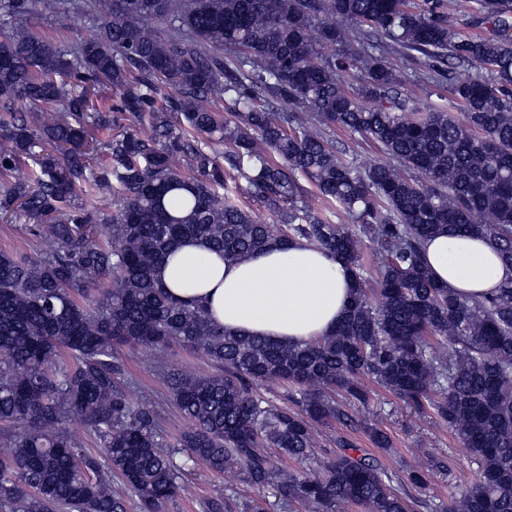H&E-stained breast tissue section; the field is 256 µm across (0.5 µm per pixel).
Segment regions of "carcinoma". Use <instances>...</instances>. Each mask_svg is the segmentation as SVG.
<instances>
[{"mask_svg": "<svg viewBox=\"0 0 512 512\" xmlns=\"http://www.w3.org/2000/svg\"><path fill=\"white\" fill-rule=\"evenodd\" d=\"M49 5L59 18L87 7L0 0V219L48 242L34 256L0 252V512H128L132 500L164 512L186 472L221 475L230 463L313 512H404L392 474L354 457L345 437L314 473L268 452L309 456L320 427L349 419L344 405L369 402L367 379L431 408L480 458V481L448 512H512V279L461 297L423 252L443 232L476 235L512 266V0H474L472 25L489 26L476 37L414 0H96L94 33L67 49L30 30ZM345 22L360 25L359 51L323 55L347 41ZM385 48L465 64L471 75L449 85L462 118L401 91ZM357 64L365 82L347 92L341 77ZM112 99L134 121L104 142L90 129H111L101 105ZM207 100L230 101V118ZM331 126L387 160L339 156ZM215 139L230 168L250 162L243 177L277 225L220 194L227 172L202 147ZM26 162L27 180H10ZM103 194L118 206L102 218L105 243L79 204ZM326 203L358 229L323 221ZM188 238L226 260L296 240L331 253L353 273L347 311L309 343L227 333L157 278ZM367 242L376 304L360 273ZM125 345L200 350L220 369L171 377L188 421L176 443L134 401ZM259 383L284 387L285 401ZM73 425L99 456L78 448Z\"/></svg>", "mask_w": 512, "mask_h": 512, "instance_id": "cac0c4a2", "label": "carcinoma"}]
</instances>
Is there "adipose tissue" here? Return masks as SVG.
<instances>
[{
	"label": "adipose tissue",
	"mask_w": 512,
	"mask_h": 512,
	"mask_svg": "<svg viewBox=\"0 0 512 512\" xmlns=\"http://www.w3.org/2000/svg\"><path fill=\"white\" fill-rule=\"evenodd\" d=\"M425 260L436 281L461 296L488 297L512 279V267L479 237H432ZM158 276L173 297L196 301L224 331L292 344L329 334L353 284L341 260L301 242L227 262L205 242L188 239Z\"/></svg>",
	"instance_id": "1"
}]
</instances>
